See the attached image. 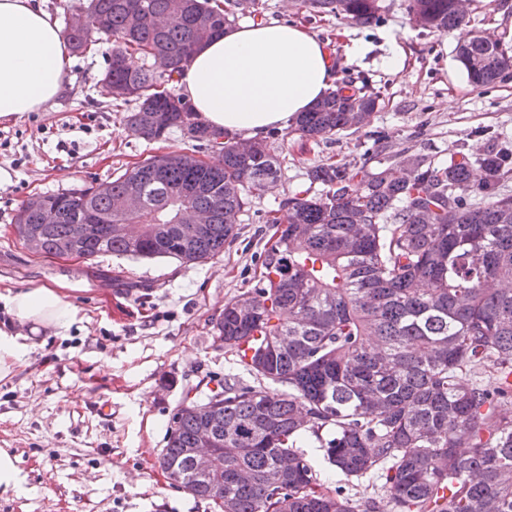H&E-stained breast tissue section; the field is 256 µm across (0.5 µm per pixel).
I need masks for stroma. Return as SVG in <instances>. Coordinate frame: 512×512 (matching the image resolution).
I'll return each mask as SVG.
<instances>
[{
	"instance_id": "obj_1",
	"label": "stroma",
	"mask_w": 512,
	"mask_h": 512,
	"mask_svg": "<svg viewBox=\"0 0 512 512\" xmlns=\"http://www.w3.org/2000/svg\"><path fill=\"white\" fill-rule=\"evenodd\" d=\"M380 17L356 23L310 12L304 0H256L236 22L296 23L327 41L340 80L376 93L367 124L329 139L280 136L269 141L280 180L252 193L238 236L203 262L103 255L89 261L29 252L14 231L15 215L34 194L111 181L135 163L164 153H198L180 131L158 142L126 124L133 104L114 106L98 93L114 39L72 54L71 89L21 122H0V291L62 285L78 309L65 335L32 336L27 365L0 380V448L19 460L20 495L0 496V512H216L166 479L159 455L185 397L205 399L239 370L214 339L226 301L247 291L273 233L269 211L309 186L319 163H355L372 137L390 152L445 162L461 144L512 142V80L481 91L455 60V33L415 27L405 0H379ZM467 33L512 47V0H469ZM403 50L402 68L388 58Z\"/></svg>"
}]
</instances>
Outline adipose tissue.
I'll use <instances>...</instances> for the list:
<instances>
[{
    "label": "adipose tissue",
    "mask_w": 512,
    "mask_h": 512,
    "mask_svg": "<svg viewBox=\"0 0 512 512\" xmlns=\"http://www.w3.org/2000/svg\"><path fill=\"white\" fill-rule=\"evenodd\" d=\"M68 45L43 0H0V121L19 122L66 89ZM336 62L307 28L278 22L243 23L209 40L177 83L199 119L213 129L258 139L289 128L337 88ZM0 378L26 364L27 337L67 331L78 310L49 285L0 293Z\"/></svg>",
    "instance_id": "adipose-tissue-1"
}]
</instances>
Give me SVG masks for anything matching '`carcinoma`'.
<instances>
[{"label":"carcinoma","instance_id":"1","mask_svg":"<svg viewBox=\"0 0 512 512\" xmlns=\"http://www.w3.org/2000/svg\"><path fill=\"white\" fill-rule=\"evenodd\" d=\"M305 4L355 22L378 19L377 0ZM86 10L93 28H69L67 40L80 53L94 33L119 41L103 79L111 101L137 103L129 128L147 141L178 128L217 161L192 171L177 155H153L113 179L108 196L89 187L38 195L22 205L17 236L39 233L41 253L55 257L94 213L116 227L83 246L86 259L219 255L250 194L281 175L267 141L240 150L242 141L211 129L168 89L190 56L224 32L229 13L210 0H89ZM407 11L424 30L466 23L457 0H407ZM456 57L479 89L512 73V55L481 36L458 45ZM148 58L167 66L163 75ZM377 102L343 85L285 135L331 138L364 125ZM307 177L322 193L281 200V215L267 219L275 231L255 285L225 302L215 324L224 350L259 385L229 375L206 400L183 402L163 472L178 471L176 485L207 500L224 484V512H379L376 493L353 499L320 480L300 449L313 437L323 462L346 478L381 479L390 512H512V146L492 142L436 164L391 155L379 136L362 162L318 164ZM190 185L197 191L188 204L177 203L174 194ZM136 188L150 224L112 209ZM47 207L58 223H40ZM184 207L209 214L204 233L183 232ZM204 425L224 457L209 476L189 455L205 447Z\"/></svg>","mask_w":512,"mask_h":512}]
</instances>
